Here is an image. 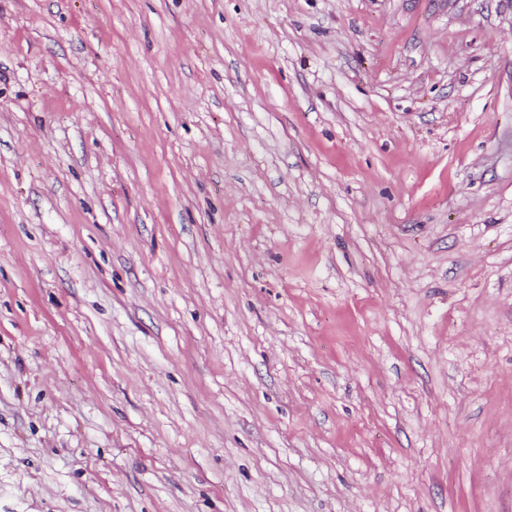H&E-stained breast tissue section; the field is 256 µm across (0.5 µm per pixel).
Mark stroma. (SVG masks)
Segmentation results:
<instances>
[{
  "instance_id": "stroma-1",
  "label": "stroma",
  "mask_w": 512,
  "mask_h": 512,
  "mask_svg": "<svg viewBox=\"0 0 512 512\" xmlns=\"http://www.w3.org/2000/svg\"><path fill=\"white\" fill-rule=\"evenodd\" d=\"M0 512H512V0H0Z\"/></svg>"
}]
</instances>
